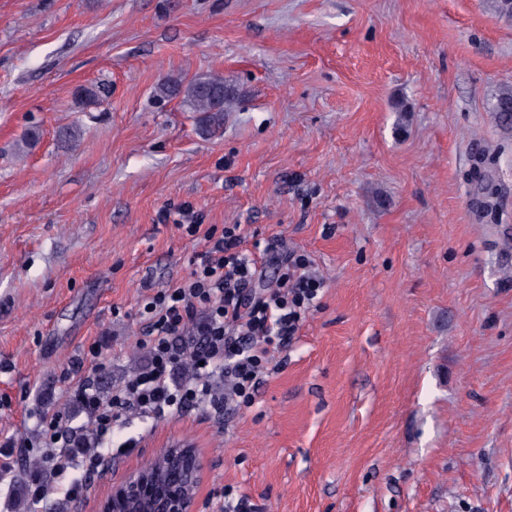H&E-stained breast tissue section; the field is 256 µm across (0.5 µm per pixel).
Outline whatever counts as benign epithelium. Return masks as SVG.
Instances as JSON below:
<instances>
[{
    "mask_svg": "<svg viewBox=\"0 0 512 512\" xmlns=\"http://www.w3.org/2000/svg\"><path fill=\"white\" fill-rule=\"evenodd\" d=\"M163 468L152 472L139 469L119 482L112 481V468L105 464L93 485L97 512H194V503L203 472V459L189 444L163 449Z\"/></svg>",
    "mask_w": 512,
    "mask_h": 512,
    "instance_id": "benign-epithelium-1",
    "label": "benign epithelium"
}]
</instances>
